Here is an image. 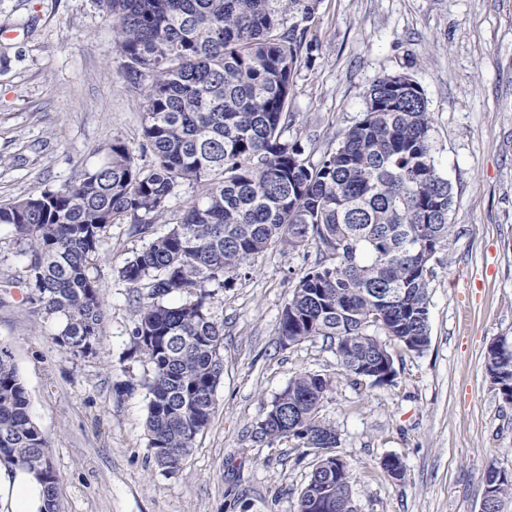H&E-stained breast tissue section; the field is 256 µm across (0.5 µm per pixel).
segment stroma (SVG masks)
<instances>
[{"label":"stroma","instance_id":"1","mask_svg":"<svg viewBox=\"0 0 512 512\" xmlns=\"http://www.w3.org/2000/svg\"><path fill=\"white\" fill-rule=\"evenodd\" d=\"M308 38L287 136L311 160L358 121L379 76L408 73L429 101L454 234L429 286L428 348L395 350L394 385L354 390L328 342L279 343L315 246L256 255L248 277L212 290L224 375L209 426L170 477L148 448L149 366L130 336L139 294L120 275L163 225L112 226L89 270L105 300L98 350L74 357L30 303L22 246L0 224V345L48 441L63 512H296L313 454L251 431L301 371L337 381L320 415L336 424L359 512H479L486 469L512 474V402L484 370L491 342L512 345V0H322ZM142 112L95 0H0V202L64 186L115 138L148 163ZM389 455L405 481L383 472Z\"/></svg>","mask_w":512,"mask_h":512}]
</instances>
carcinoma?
I'll use <instances>...</instances> for the list:
<instances>
[{
	"instance_id": "1",
	"label": "carcinoma",
	"mask_w": 512,
	"mask_h": 512,
	"mask_svg": "<svg viewBox=\"0 0 512 512\" xmlns=\"http://www.w3.org/2000/svg\"><path fill=\"white\" fill-rule=\"evenodd\" d=\"M321 0H96L118 38L120 68L141 91L143 166L114 138L107 160L59 189L0 203V224L25 245L29 300L56 322L67 353L96 354L104 321L101 286L89 275L108 229H167L121 268L145 289L132 329L150 365L142 387L148 446L167 475L180 471L215 412L224 374V323L206 284L227 287L249 260L279 247L315 245L319 257L293 288L280 319L283 344L322 338L354 387L395 384L391 348L420 354L430 344L429 285L439 250L454 233L448 181L431 143L433 115L407 73L369 88L361 118L317 162L288 140V103ZM188 184L194 195L168 221V203ZM185 295L172 305L170 295ZM485 371L512 398V350L488 349ZM333 381L295 374L255 424L254 438L282 440L315 455L297 512H358L353 477L336 425L319 415ZM0 464L31 473L40 512H62L59 476L33 421L11 352L0 346ZM397 482L406 468L382 461Z\"/></svg>"
}]
</instances>
